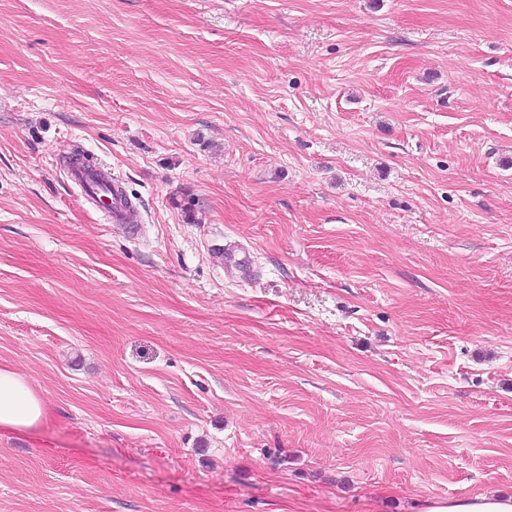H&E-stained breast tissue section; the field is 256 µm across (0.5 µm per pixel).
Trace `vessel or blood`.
I'll return each instance as SVG.
<instances>
[{
	"instance_id": "b4317fda",
	"label": "vessel or blood",
	"mask_w": 512,
	"mask_h": 512,
	"mask_svg": "<svg viewBox=\"0 0 512 512\" xmlns=\"http://www.w3.org/2000/svg\"><path fill=\"white\" fill-rule=\"evenodd\" d=\"M66 177L80 189L84 198L93 207L107 214L111 223L134 224L139 222L140 214L130 203L119 179L79 162L68 165Z\"/></svg>"
}]
</instances>
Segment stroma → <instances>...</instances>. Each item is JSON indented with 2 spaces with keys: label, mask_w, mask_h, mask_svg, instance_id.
I'll list each match as a JSON object with an SVG mask.
<instances>
[{
  "label": "stroma",
  "mask_w": 512,
  "mask_h": 512,
  "mask_svg": "<svg viewBox=\"0 0 512 512\" xmlns=\"http://www.w3.org/2000/svg\"><path fill=\"white\" fill-rule=\"evenodd\" d=\"M0 365V512L512 494V0H0ZM67 179L77 186L84 198L107 214L113 224H138L139 212L130 203L123 183L110 175L72 162L65 171ZM46 415L45 399L19 371L0 366V427L31 430Z\"/></svg>",
  "instance_id": "1"
}]
</instances>
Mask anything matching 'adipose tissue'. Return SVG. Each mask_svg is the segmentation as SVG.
<instances>
[{
    "label": "adipose tissue",
    "mask_w": 512,
    "mask_h": 512,
    "mask_svg": "<svg viewBox=\"0 0 512 512\" xmlns=\"http://www.w3.org/2000/svg\"><path fill=\"white\" fill-rule=\"evenodd\" d=\"M46 415L40 393L19 371L0 366V427L31 430ZM423 512H512V496L489 492L465 498L431 499Z\"/></svg>",
    "instance_id": "obj_1"
}]
</instances>
